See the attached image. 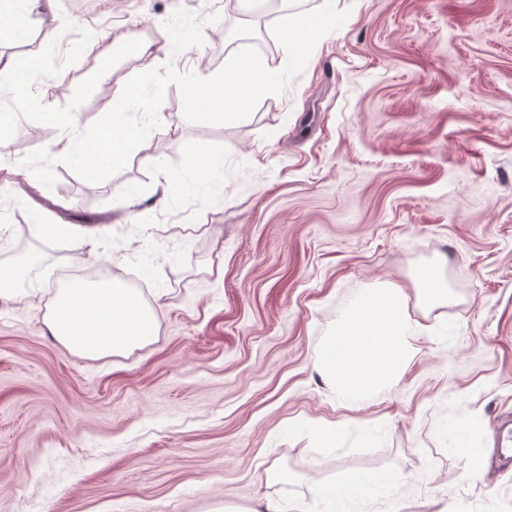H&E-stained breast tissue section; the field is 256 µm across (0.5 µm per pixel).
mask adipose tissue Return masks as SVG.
I'll return each instance as SVG.
<instances>
[{
    "label": "adipose tissue",
    "instance_id": "obj_1",
    "mask_svg": "<svg viewBox=\"0 0 512 512\" xmlns=\"http://www.w3.org/2000/svg\"><path fill=\"white\" fill-rule=\"evenodd\" d=\"M402 288L368 293L318 351L315 367L343 397L363 399L404 372L417 325L405 314ZM47 326L60 342L88 357L149 343L156 317L143 298L118 280H81L58 294Z\"/></svg>",
    "mask_w": 512,
    "mask_h": 512
}]
</instances>
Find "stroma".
<instances>
[{"instance_id": "stroma-1", "label": "stroma", "mask_w": 512, "mask_h": 512, "mask_svg": "<svg viewBox=\"0 0 512 512\" xmlns=\"http://www.w3.org/2000/svg\"><path fill=\"white\" fill-rule=\"evenodd\" d=\"M351 14L303 74L245 120L164 119L103 182L21 159L61 129L19 117L0 151V266L29 274L0 301V512H327L346 472L378 484L341 512H512V467L489 462L512 413V0H337ZM92 30L79 60L64 21ZM265 14L229 0H35L0 63L58 39L45 98L67 106L120 42L139 39L75 112L103 116L135 74L220 70L234 41L267 65L287 53ZM180 176L183 191L168 180ZM100 214L94 242L57 225ZM445 261L452 302L422 327L403 376L364 401L318 373L344 314L384 283ZM144 283L152 343L90 359L49 332L67 281Z\"/></svg>"}]
</instances>
